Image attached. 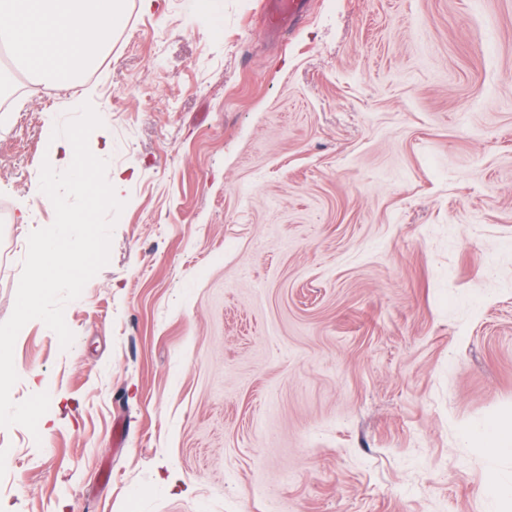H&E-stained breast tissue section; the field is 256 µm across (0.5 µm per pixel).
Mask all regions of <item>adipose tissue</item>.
Instances as JSON below:
<instances>
[{"label":"adipose tissue","mask_w":512,"mask_h":512,"mask_svg":"<svg viewBox=\"0 0 512 512\" xmlns=\"http://www.w3.org/2000/svg\"><path fill=\"white\" fill-rule=\"evenodd\" d=\"M122 18L121 0H0V44L38 74L85 71L109 48ZM49 149L76 183L89 178L96 161L81 152L74 132L52 134Z\"/></svg>","instance_id":"1"}]
</instances>
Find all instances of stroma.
<instances>
[{
  "instance_id": "obj_1",
  "label": "stroma",
  "mask_w": 512,
  "mask_h": 512,
  "mask_svg": "<svg viewBox=\"0 0 512 512\" xmlns=\"http://www.w3.org/2000/svg\"><path fill=\"white\" fill-rule=\"evenodd\" d=\"M201 2L6 92L0 322L77 97L125 207L70 347L17 336L0 512H512V0ZM307 0H263L267 28L271 32L290 29L305 9Z\"/></svg>"
}]
</instances>
